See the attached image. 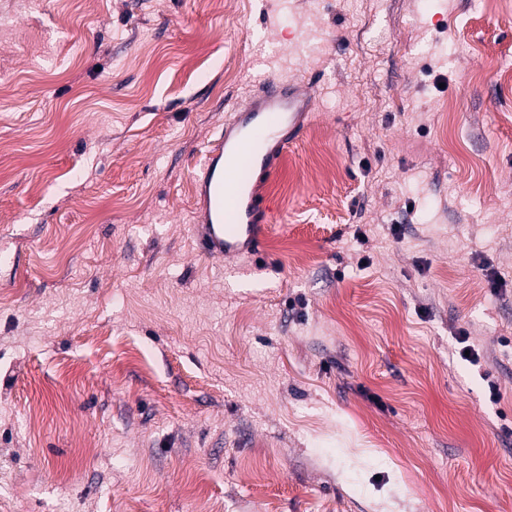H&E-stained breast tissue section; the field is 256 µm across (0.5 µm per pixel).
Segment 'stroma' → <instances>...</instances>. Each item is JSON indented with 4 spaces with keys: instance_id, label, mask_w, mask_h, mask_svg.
<instances>
[{
    "instance_id": "1",
    "label": "stroma",
    "mask_w": 512,
    "mask_h": 512,
    "mask_svg": "<svg viewBox=\"0 0 512 512\" xmlns=\"http://www.w3.org/2000/svg\"><path fill=\"white\" fill-rule=\"evenodd\" d=\"M511 72L512 0H0V512H512ZM267 77V254L205 257ZM315 89L272 78L224 119V134L208 152L198 189V250L207 257L261 254L273 223L264 187L277 175L289 144L308 123Z\"/></svg>"
}]
</instances>
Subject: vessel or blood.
Here are the masks:
<instances>
[{"instance_id":"1","label":"vessel or blood","mask_w":512,"mask_h":512,"mask_svg":"<svg viewBox=\"0 0 512 512\" xmlns=\"http://www.w3.org/2000/svg\"><path fill=\"white\" fill-rule=\"evenodd\" d=\"M315 98L312 86L272 78L225 118L224 132L198 178L202 255L240 259L261 254L273 222L264 188L307 125Z\"/></svg>"}]
</instances>
